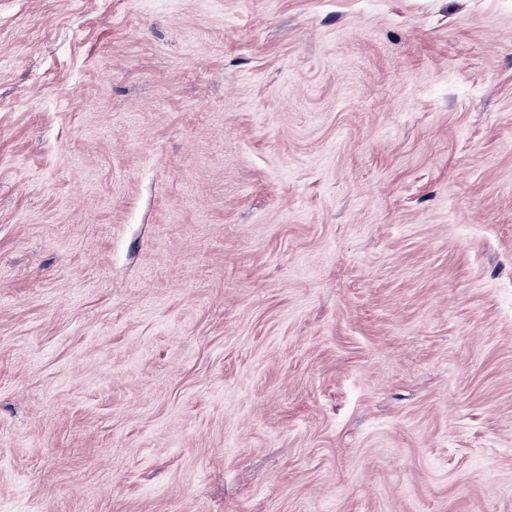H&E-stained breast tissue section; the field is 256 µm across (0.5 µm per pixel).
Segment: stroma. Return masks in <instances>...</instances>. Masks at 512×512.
<instances>
[{
	"label": "stroma",
	"mask_w": 512,
	"mask_h": 512,
	"mask_svg": "<svg viewBox=\"0 0 512 512\" xmlns=\"http://www.w3.org/2000/svg\"><path fill=\"white\" fill-rule=\"evenodd\" d=\"M0 512H512V0H0Z\"/></svg>",
	"instance_id": "stroma-1"
}]
</instances>
